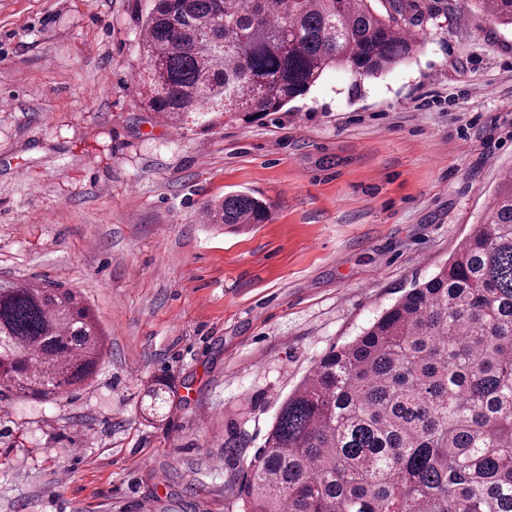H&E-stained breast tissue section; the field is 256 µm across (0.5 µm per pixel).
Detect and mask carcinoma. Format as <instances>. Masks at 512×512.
<instances>
[{
    "label": "carcinoma",
    "mask_w": 512,
    "mask_h": 512,
    "mask_svg": "<svg viewBox=\"0 0 512 512\" xmlns=\"http://www.w3.org/2000/svg\"><path fill=\"white\" fill-rule=\"evenodd\" d=\"M141 105L180 129L245 124L337 65L376 76L420 46L410 0H151ZM512 28V0H475ZM245 192L206 205L232 232L269 218ZM106 355L91 309L43 279H0V397L53 399ZM149 414L175 388L147 386ZM242 512H512V171L452 259L281 403L238 488Z\"/></svg>",
    "instance_id": "carcinoma-1"
}]
</instances>
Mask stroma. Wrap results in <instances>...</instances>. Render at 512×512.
<instances>
[{
  "label": "stroma",
  "instance_id": "stroma-1",
  "mask_svg": "<svg viewBox=\"0 0 512 512\" xmlns=\"http://www.w3.org/2000/svg\"><path fill=\"white\" fill-rule=\"evenodd\" d=\"M415 2L412 59L203 132L141 106L149 0H0V278L79 290L108 333L78 393L0 399V512H239L282 399L481 223L512 170V30ZM238 191L266 223H203ZM157 376L181 402L149 421Z\"/></svg>",
  "mask_w": 512,
  "mask_h": 512
}]
</instances>
